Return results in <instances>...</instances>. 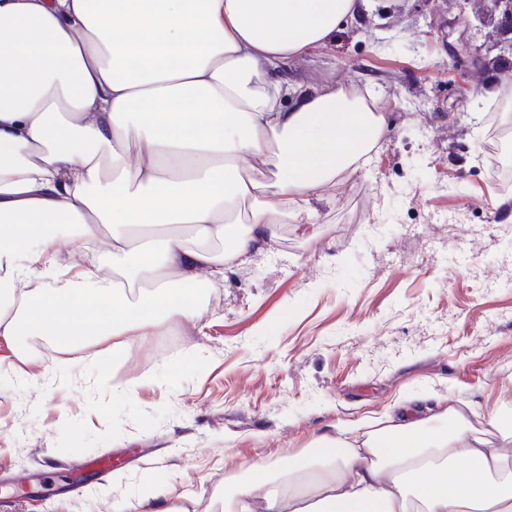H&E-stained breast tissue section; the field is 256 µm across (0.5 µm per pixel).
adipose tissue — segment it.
<instances>
[{
  "instance_id": "ef3b65f1",
  "label": "adipose tissue",
  "mask_w": 512,
  "mask_h": 512,
  "mask_svg": "<svg viewBox=\"0 0 512 512\" xmlns=\"http://www.w3.org/2000/svg\"><path fill=\"white\" fill-rule=\"evenodd\" d=\"M366 0H0V338L140 336L194 322L203 277L307 224L388 132L352 86L274 72L322 47ZM111 175H104V162ZM246 212L245 226L235 215ZM188 226L198 248L176 235ZM111 228L102 239V228ZM221 234L223 254L206 243ZM108 242L120 279L62 263ZM152 278L136 300L128 284ZM404 407L379 431L259 461L224 512H512V474L470 418Z\"/></svg>"
}]
</instances>
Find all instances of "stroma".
Segmentation results:
<instances>
[{
    "instance_id": "obj_1",
    "label": "stroma",
    "mask_w": 512,
    "mask_h": 512,
    "mask_svg": "<svg viewBox=\"0 0 512 512\" xmlns=\"http://www.w3.org/2000/svg\"><path fill=\"white\" fill-rule=\"evenodd\" d=\"M493 44L455 0H368L279 79L373 91L389 122L314 221L200 293L195 324L113 353L27 343L26 370L67 359L51 386L0 379V512H113L140 488L220 512L257 460L372 431L423 397L512 414V191L490 177L492 77L457 71L448 21ZM134 393L99 386L100 371ZM113 466L99 475L102 459Z\"/></svg>"
}]
</instances>
